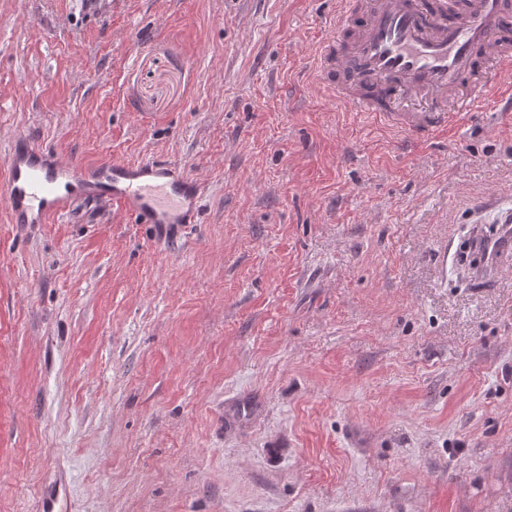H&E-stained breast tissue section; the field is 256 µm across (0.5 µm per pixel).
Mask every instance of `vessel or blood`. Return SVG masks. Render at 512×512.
Here are the masks:
<instances>
[{"instance_id":"vessel-or-blood-1","label":"vessel or blood","mask_w":512,"mask_h":512,"mask_svg":"<svg viewBox=\"0 0 512 512\" xmlns=\"http://www.w3.org/2000/svg\"><path fill=\"white\" fill-rule=\"evenodd\" d=\"M331 25L316 84L386 127L430 141L490 96L512 101V0H338ZM6 167L0 199L15 224L66 215L79 198L111 202L159 233L197 218L201 185L173 165L65 160L20 136ZM466 249L476 278L491 279L512 262V225Z\"/></svg>"}]
</instances>
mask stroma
<instances>
[{
	"mask_svg": "<svg viewBox=\"0 0 512 512\" xmlns=\"http://www.w3.org/2000/svg\"><path fill=\"white\" fill-rule=\"evenodd\" d=\"M336 0H0L10 147L202 185L165 235L0 200V512H512V112L423 143L312 84ZM466 251L478 258L476 278L491 279L504 264L512 261V225L498 224L492 234L475 235L468 241Z\"/></svg>",
	"mask_w": 512,
	"mask_h": 512,
	"instance_id": "1",
	"label": "stroma"
}]
</instances>
